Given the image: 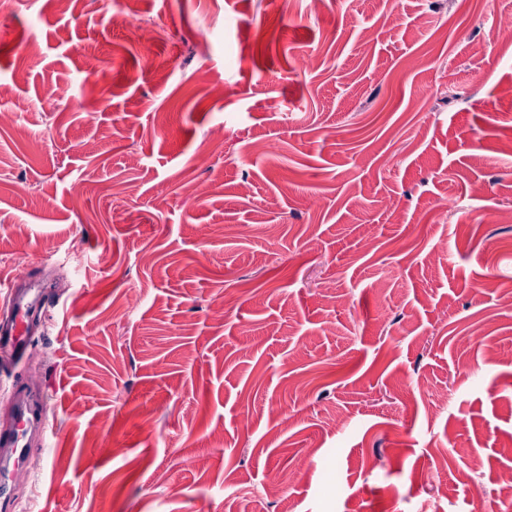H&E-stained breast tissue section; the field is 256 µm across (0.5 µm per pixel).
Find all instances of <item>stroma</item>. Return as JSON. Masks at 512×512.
<instances>
[{
	"mask_svg": "<svg viewBox=\"0 0 512 512\" xmlns=\"http://www.w3.org/2000/svg\"><path fill=\"white\" fill-rule=\"evenodd\" d=\"M125 13V28L111 13ZM512 0H0L10 512H476L512 468ZM372 38H364L363 29ZM223 128V140L212 132ZM195 185L186 198L184 184ZM482 185L472 194L471 185ZM16 279L8 285L9 301L0 312V346L13 352L24 355L29 348V341L24 335L25 324L35 309L48 312L56 304L39 295L28 297V294L18 293L15 290ZM17 426L13 431L0 435V453L7 451L16 461H22L28 451V435L31 432L47 434L49 425L43 407L39 403L25 404L18 415Z\"/></svg>",
	"mask_w": 512,
	"mask_h": 512,
	"instance_id": "stroma-1",
	"label": "stroma"
}]
</instances>
